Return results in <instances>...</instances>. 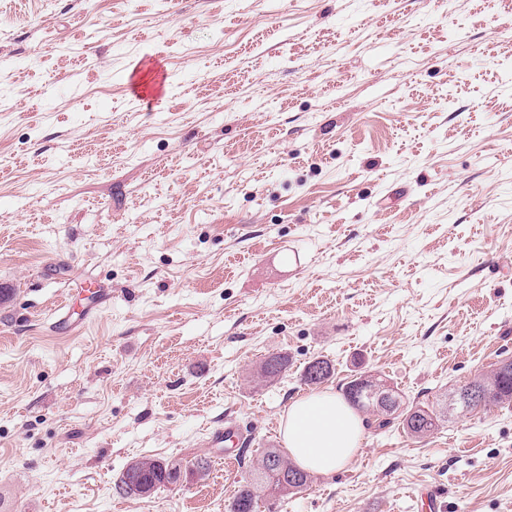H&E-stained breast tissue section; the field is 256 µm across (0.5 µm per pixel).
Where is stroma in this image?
I'll return each mask as SVG.
<instances>
[{
  "label": "stroma",
  "instance_id": "obj_1",
  "mask_svg": "<svg viewBox=\"0 0 512 512\" xmlns=\"http://www.w3.org/2000/svg\"><path fill=\"white\" fill-rule=\"evenodd\" d=\"M153 86L138 110L130 88ZM112 300L53 330L85 289ZM0 512H227L300 374L512 358V0H0ZM290 366L271 383L266 357ZM236 417L230 459L206 445ZM210 458L121 497L126 465ZM512 512V405L368 427L278 512ZM333 365L324 359L310 362L304 369L301 380L307 386H318L334 374Z\"/></svg>",
  "mask_w": 512,
  "mask_h": 512
}]
</instances>
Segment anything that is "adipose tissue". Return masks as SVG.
I'll list each match as a JSON object with an SVG mask.
<instances>
[{
    "mask_svg": "<svg viewBox=\"0 0 512 512\" xmlns=\"http://www.w3.org/2000/svg\"><path fill=\"white\" fill-rule=\"evenodd\" d=\"M364 433L362 418L329 391L294 399L282 426L290 457L307 471L321 475L349 464L360 449Z\"/></svg>",
    "mask_w": 512,
    "mask_h": 512,
    "instance_id": "1",
    "label": "adipose tissue"
}]
</instances>
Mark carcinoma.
<instances>
[{"label":"carcinoma","mask_w":512,"mask_h":512,"mask_svg":"<svg viewBox=\"0 0 512 512\" xmlns=\"http://www.w3.org/2000/svg\"><path fill=\"white\" fill-rule=\"evenodd\" d=\"M289 359L285 355L270 356L260 367L259 375L264 380L280 377L288 369ZM334 374L333 365L324 359L309 363L301 380L307 386H318ZM478 385L484 391L480 407L491 409L512 403V377L499 376L492 372L479 377ZM443 408L423 403H408L396 418L400 419L403 431L415 442L430 436L439 426ZM210 460L196 457L186 462L162 461L141 458L129 463L120 474L116 490L124 496H137V488L161 489L168 486L179 475L193 479L204 478L209 471ZM309 472L299 468L291 459L276 448H267L259 460L256 476L238 487L229 512H258V501L267 492L292 491L300 493L312 486Z\"/></svg>","instance_id":"1"}]
</instances>
